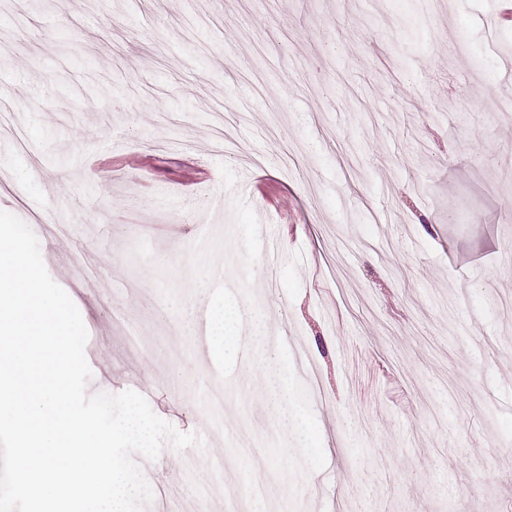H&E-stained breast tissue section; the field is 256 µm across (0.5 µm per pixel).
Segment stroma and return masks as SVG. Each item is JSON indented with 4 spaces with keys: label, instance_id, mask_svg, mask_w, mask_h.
<instances>
[{
    "label": "stroma",
    "instance_id": "1",
    "mask_svg": "<svg viewBox=\"0 0 512 512\" xmlns=\"http://www.w3.org/2000/svg\"><path fill=\"white\" fill-rule=\"evenodd\" d=\"M509 52L489 0H0V209L77 298L89 392L224 439L142 461L144 512H512V82L484 92ZM239 185L319 471L276 473L255 377L173 330L200 206L242 288Z\"/></svg>",
    "mask_w": 512,
    "mask_h": 512
}]
</instances>
